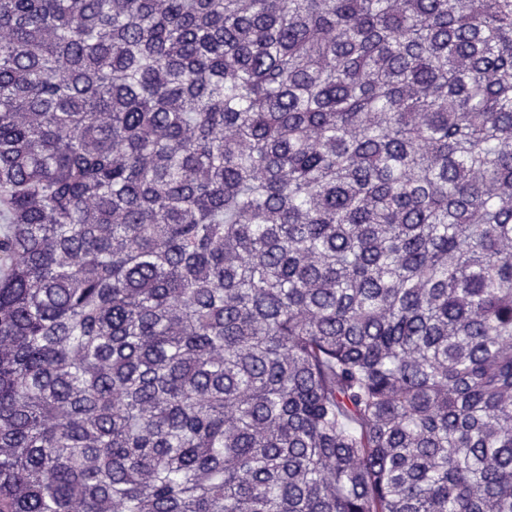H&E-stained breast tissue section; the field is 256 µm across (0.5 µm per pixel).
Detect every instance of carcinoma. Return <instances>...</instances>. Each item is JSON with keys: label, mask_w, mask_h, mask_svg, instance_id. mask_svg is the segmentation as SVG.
I'll return each mask as SVG.
<instances>
[{"label": "carcinoma", "mask_w": 512, "mask_h": 512, "mask_svg": "<svg viewBox=\"0 0 512 512\" xmlns=\"http://www.w3.org/2000/svg\"><path fill=\"white\" fill-rule=\"evenodd\" d=\"M0 512H512V0H0Z\"/></svg>", "instance_id": "1"}]
</instances>
